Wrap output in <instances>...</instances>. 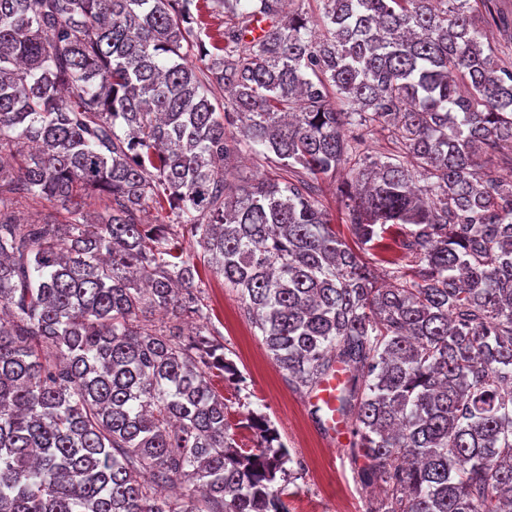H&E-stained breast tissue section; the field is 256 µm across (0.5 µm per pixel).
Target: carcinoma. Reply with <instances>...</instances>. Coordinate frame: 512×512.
I'll return each instance as SVG.
<instances>
[{
  "label": "carcinoma",
  "mask_w": 512,
  "mask_h": 512,
  "mask_svg": "<svg viewBox=\"0 0 512 512\" xmlns=\"http://www.w3.org/2000/svg\"><path fill=\"white\" fill-rule=\"evenodd\" d=\"M322 2L317 38L288 0H0V512H288L290 453L253 412L238 442L211 383L238 369L185 331L178 227L289 383L348 371L364 512H512V183L483 160L512 162V69L469 0ZM243 151L270 171L231 186ZM346 164L357 242L413 258L383 280L319 201ZM18 210L24 223L41 221L45 215L53 214L60 222L66 219L65 213L57 210L55 205L49 200H31L19 199Z\"/></svg>",
  "instance_id": "1"
}]
</instances>
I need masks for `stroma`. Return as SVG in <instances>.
Listing matches in <instances>:
<instances>
[{
	"instance_id": "1",
	"label": "stroma",
	"mask_w": 512,
	"mask_h": 512,
	"mask_svg": "<svg viewBox=\"0 0 512 512\" xmlns=\"http://www.w3.org/2000/svg\"><path fill=\"white\" fill-rule=\"evenodd\" d=\"M182 246L203 280L201 308L208 325L238 368L235 381H225L219 372L211 379L226 399L230 423L251 411L263 414L291 457L303 464L297 479L283 485L288 512H362L371 489L357 478L348 453L351 437H344L338 447L327 441L325 422L315 415L306 392L289 384L285 372L270 358L236 292L225 287L223 276L207 264L195 240L184 239Z\"/></svg>"
}]
</instances>
